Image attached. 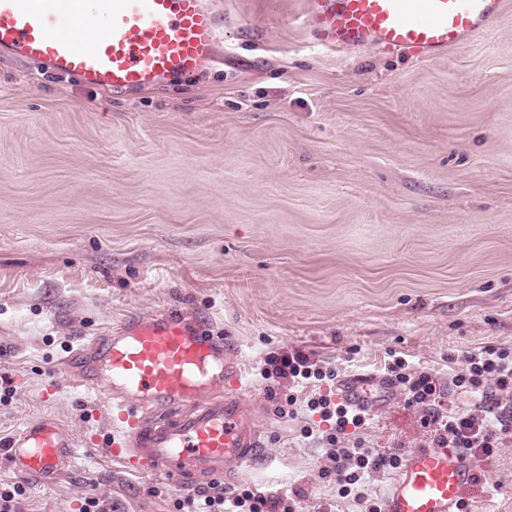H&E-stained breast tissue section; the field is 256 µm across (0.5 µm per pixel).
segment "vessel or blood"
Masks as SVG:
<instances>
[{
    "label": "vessel or blood",
    "mask_w": 512,
    "mask_h": 512,
    "mask_svg": "<svg viewBox=\"0 0 512 512\" xmlns=\"http://www.w3.org/2000/svg\"><path fill=\"white\" fill-rule=\"evenodd\" d=\"M304 23L327 49L364 46L442 55L493 27L504 0H308ZM103 26L73 37L89 13ZM225 18L211 0H0V52L42 62L91 89L126 91L189 78L221 64ZM76 385L103 393L112 409V453L134 472L193 486L234 480L254 457L260 433L241 397L251 381L224 356L222 337L178 312L136 316L83 342L60 361ZM381 377L353 375L337 402L367 407ZM76 458L52 421L29 424L11 442L9 463L49 483ZM475 467L460 449L439 445L405 457L383 499V512H459Z\"/></svg>",
    "instance_id": "b4317fda"
}]
</instances>
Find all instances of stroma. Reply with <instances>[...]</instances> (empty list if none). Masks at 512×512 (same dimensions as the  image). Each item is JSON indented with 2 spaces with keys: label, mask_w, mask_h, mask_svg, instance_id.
<instances>
[{
  "label": "stroma",
  "mask_w": 512,
  "mask_h": 512,
  "mask_svg": "<svg viewBox=\"0 0 512 512\" xmlns=\"http://www.w3.org/2000/svg\"><path fill=\"white\" fill-rule=\"evenodd\" d=\"M211 73L156 88H86L0 53V489L19 512H177L194 488L112 456V413L57 361L129 317L182 310L223 337L253 382L261 435L247 486L300 512H359L307 408L335 382L263 379L299 350L338 376L392 357L433 372L449 356L512 350V0L496 26L443 56L322 47L307 0H227ZM351 441L405 456L433 447L421 409L378 398ZM49 419L79 454L50 484L4 457ZM314 429L304 437V429ZM468 512H512V441L477 462Z\"/></svg>",
  "instance_id": "obj_1"
}]
</instances>
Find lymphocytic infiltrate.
<instances>
[{"label":"lymphocytic infiltrate","instance_id":"f902f5d3","mask_svg":"<svg viewBox=\"0 0 512 512\" xmlns=\"http://www.w3.org/2000/svg\"><path fill=\"white\" fill-rule=\"evenodd\" d=\"M389 372L391 382L402 389L406 403L423 409V424L437 443H450L480 461L512 439V350L485 346L465 355L452 383L476 398V407L470 413H440L443 392L431 372L406 369L401 360L395 361ZM260 375L266 380L283 378L296 387L313 378L334 377L333 371L323 369L299 351L270 354ZM307 407L335 423L323 440L327 456L336 464L338 496L353 499L364 512H381L377 502L364 492L363 480L373 473L397 469L400 456L359 444L347 446V428L358 429L365 424L362 409L332 402L330 396L322 394L308 399ZM279 505V499L249 489L231 493L203 490L196 495L195 512H279Z\"/></svg>","mask_w":512,"mask_h":512}]
</instances>
